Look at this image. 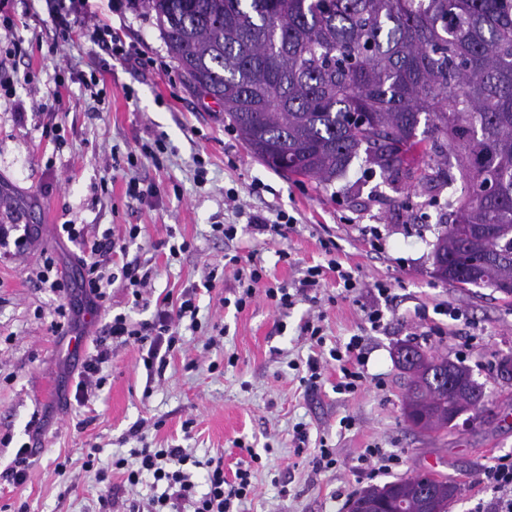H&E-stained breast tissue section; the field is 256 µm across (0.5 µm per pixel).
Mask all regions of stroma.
I'll use <instances>...</instances> for the list:
<instances>
[{
	"label": "stroma",
	"instance_id": "1",
	"mask_svg": "<svg viewBox=\"0 0 512 512\" xmlns=\"http://www.w3.org/2000/svg\"><path fill=\"white\" fill-rule=\"evenodd\" d=\"M59 0H0V15L12 19L23 44L19 52L0 51V77L15 92L0 97V472L19 447L34 442L28 481L0 486V505L27 503L29 512H97L103 488L83 470L85 452L98 446L107 467L138 443L152 448H185L198 459L221 456L225 473L238 460L236 441L261 456L253 494L242 512H346L350 496L368 485H382L422 471L455 482L459 491L448 512H471L493 493L480 484L482 470L512 453V377L497 373L512 357V300L489 288H458L432 275L437 238L456 208L462 184L452 170L451 187L436 202L366 173L361 162L331 185L294 180L262 165L224 121L222 107L200 96L171 58L155 19L115 0H89L88 23L111 25L114 32L156 67L134 68L92 43L82 28H56L52 14ZM99 79V96L85 83ZM60 95L59 111L37 112L36 101ZM56 128V136L46 128ZM163 139L158 160L142 145ZM207 163V180L195 179L197 160ZM155 187V195L135 200L129 179ZM237 190L246 214L224 204V192ZM287 211L295 223L273 240L254 233L247 213L274 216ZM87 224L96 232L128 224L141 227L127 258L151 268L154 295L179 294L218 269L212 292L198 295L201 330L184 331V348L164 369L146 368L138 346L115 348L106 364L104 387L88 402L73 396L76 360L92 352L106 335L113 315L150 318L133 309L121 282H114L106 312L95 316L82 338L51 335L60 302L56 293L36 287L28 273L45 253L68 262L77 247L62 224ZM37 224V239L15 245L23 225ZM216 224H232L234 239L215 236ZM185 237L189 252L169 256L171 236ZM287 251L281 261L279 251ZM254 255L272 283L299 278L306 267L336 258L352 266L365 287L346 293L327 275L318 303H298L278 312L264 295L243 311L222 306L234 298L225 254ZM385 283V326L371 330L361 308L374 283ZM454 307L455 321L443 315ZM321 315L327 344L363 339L366 379L353 395L337 393L335 364H328L316 390L300 384L296 366L313 348L300 327L308 313ZM224 328L216 347L204 350L212 325ZM470 368L489 396L491 412L471 424L435 433L412 429L403 415L407 375L395 362L402 344ZM351 427H344L343 418ZM145 422L144 441L130 438L131 426ZM305 424L308 443L297 451L296 424ZM334 448L332 470L314 466L320 444ZM398 455L390 470L353 468L365 447ZM68 472H57L59 462Z\"/></svg>",
	"mask_w": 512,
	"mask_h": 512
}]
</instances>
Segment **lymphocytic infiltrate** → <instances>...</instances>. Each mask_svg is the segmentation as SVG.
<instances>
[{
  "label": "lymphocytic infiltrate",
  "mask_w": 512,
  "mask_h": 512,
  "mask_svg": "<svg viewBox=\"0 0 512 512\" xmlns=\"http://www.w3.org/2000/svg\"><path fill=\"white\" fill-rule=\"evenodd\" d=\"M62 230L70 242L79 247L70 274H63L57 268L53 257H46L32 275L39 287L57 293L60 303L50 330L56 336H70L80 330L86 317L96 315L107 307L110 288L115 281H122L124 288L132 295L135 305L154 306L152 319L133 323L124 315H116L109 324V338L96 344L94 353L86 356L77 365L78 381L75 398L87 400L105 382L103 367L112 359L113 344H133L146 351V366L166 363L181 340V327L195 331L200 329L198 320L199 289L215 286V273H208L201 288L184 289L177 298L163 297L150 302L146 292L151 284L150 271L134 262L115 267L116 256L125 255L127 244L135 240L141 229L132 224L123 233L108 229L100 236L89 237L83 224H66ZM224 266L232 271L239 284L234 300L236 310H244L254 300L257 292L281 312H288L301 302H317L325 281L326 272H334L338 287L352 292L362 286L353 271L344 269L341 263L329 261L328 265L307 267L302 277L289 283L271 287L265 285L266 270L260 262L238 254L224 258ZM303 335L309 337L316 351L305 362V374L301 384L316 387L328 361H336L341 376L336 383L340 394H353L364 379L363 339L354 336L348 342L336 345L330 351H323L325 342L323 328L318 320H306ZM239 461L233 477L224 473V459L220 456L207 458L206 485L204 493H196L191 472L187 466L192 461L190 454L182 448H135L130 458L113 459L111 470L98 466V451L87 452L84 469H97L99 481L107 483L110 471L121 473L129 487H137L144 476H152L154 483L164 484L162 493L147 498H129L126 512H237L242 500L254 491L253 477L259 468L260 456L252 446L239 444ZM480 481L489 487L494 497L491 502H477L475 512H512V456L505 455L481 474Z\"/></svg>",
  "instance_id": "f902f5d3"
}]
</instances>
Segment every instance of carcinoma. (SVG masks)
Here are the masks:
<instances>
[{"label":"carcinoma","mask_w":512,"mask_h":512,"mask_svg":"<svg viewBox=\"0 0 512 512\" xmlns=\"http://www.w3.org/2000/svg\"><path fill=\"white\" fill-rule=\"evenodd\" d=\"M136 2L268 168L327 185L360 160L389 180L386 151L439 191L457 166L461 197L433 252L448 260L443 281L499 293L512 281V0ZM397 364L411 374L406 420L421 432L487 403L445 357ZM456 493L428 471L362 489L348 509L448 512Z\"/></svg>","instance_id":"obj_1"}]
</instances>
